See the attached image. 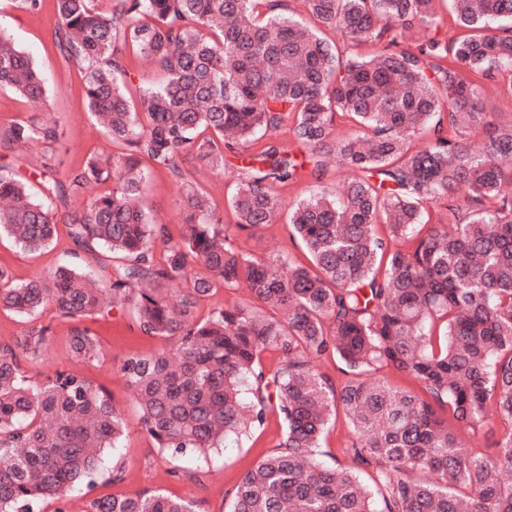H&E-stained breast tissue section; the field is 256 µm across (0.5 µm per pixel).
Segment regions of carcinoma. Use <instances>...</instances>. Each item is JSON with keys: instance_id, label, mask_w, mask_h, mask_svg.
<instances>
[{"instance_id": "1", "label": "carcinoma", "mask_w": 512, "mask_h": 512, "mask_svg": "<svg viewBox=\"0 0 512 512\" xmlns=\"http://www.w3.org/2000/svg\"><path fill=\"white\" fill-rule=\"evenodd\" d=\"M441 2L302 0L298 17L287 0H53L51 43L81 68L95 124L122 152H95L60 178L56 124L0 129L1 152L48 148L36 195L0 156V238L41 251L61 222L75 258L26 281L0 266V308L28 317L49 307L78 324L127 312L141 335L172 340L128 353L120 373L142 431L173 458L277 412L279 451L225 493L228 512H512L501 476L512 470V113L486 111L481 86L496 78L512 99V0H447L465 34L406 44L414 24L439 29ZM327 29L371 51L345 58ZM133 57L163 81L134 86ZM3 88L49 104L43 74L0 30ZM339 119L350 136L335 135ZM285 125L307 154L277 140ZM228 154L242 157L244 176L226 224L187 167L221 175ZM336 158L350 171L342 188L288 208L308 262L236 244L282 218L279 187L321 180ZM152 169L188 199L176 238L142 203ZM90 185L101 190L76 207ZM441 202L454 223H430ZM241 286L239 300L197 315L217 289ZM49 336L48 324L0 345V512L91 490L128 431L84 374L29 375L22 361ZM267 350L279 354L272 369ZM68 352L94 360L98 340L76 326ZM330 357L338 385L319 370ZM391 369L420 391L392 388ZM340 411L351 469L319 459ZM441 411L470 435L493 417L508 424L496 455L469 452ZM85 512L199 510L157 490L90 497Z\"/></svg>"}]
</instances>
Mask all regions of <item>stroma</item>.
Listing matches in <instances>:
<instances>
[{"label": "stroma", "instance_id": "35a3bbf8", "mask_svg": "<svg viewBox=\"0 0 512 512\" xmlns=\"http://www.w3.org/2000/svg\"><path fill=\"white\" fill-rule=\"evenodd\" d=\"M56 23L52 6H45L37 15L17 8L15 0H0V27L4 28L24 52L43 72L48 81L49 113L59 122L60 140L54 149L60 172H68L84 164L89 152L104 145L105 140L88 110L83 89L82 73L76 64L63 61L49 45L47 35ZM241 158L229 155L224 175H216L208 168L196 165L191 169L194 179L214 196L220 212H227V199L233 191ZM144 205L165 224L171 233H179L189 205L175 180L166 172H153L143 191ZM238 241L254 253L266 256L289 253L294 259H303L299 243L289 237L286 221L258 229L256 233H239ZM71 247L67 234H59L50 248L35 254L20 251L8 240L0 241V266L8 267L14 276L26 280L48 276L68 258ZM52 325L53 335L29 369L34 374H48L57 369L71 368L68 341L73 324L60 318L52 310L23 318L0 309V343L12 342L24 331L43 325ZM88 327L98 336L102 353L97 360L83 365V372L102 386L119 406L128 422V434L114 453L124 472V479L112 483L108 473H100L96 495H132L144 490H161L183 498L199 501L202 512H226L228 502L224 492L238 483L241 477L263 456L275 452L280 442L282 427L277 415H270L266 425L250 430L242 438H230L225 447L208 451L206 457L189 460L193 479H175L171 470L174 460L156 448L150 438L141 433L140 412L133 396L119 373V365L131 351L151 353L163 347L159 338L140 335L129 315L111 316L89 321Z\"/></svg>", "mask_w": 512, "mask_h": 512}]
</instances>
